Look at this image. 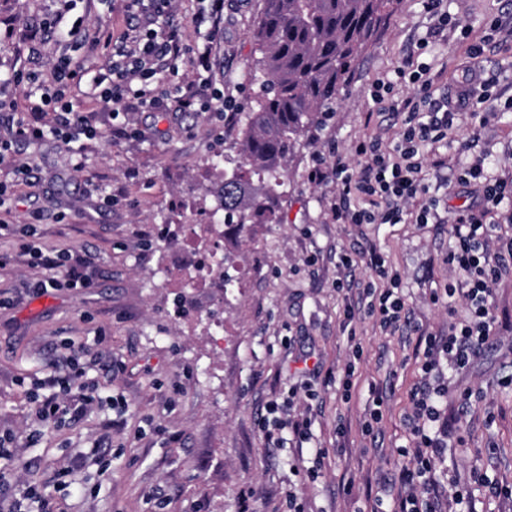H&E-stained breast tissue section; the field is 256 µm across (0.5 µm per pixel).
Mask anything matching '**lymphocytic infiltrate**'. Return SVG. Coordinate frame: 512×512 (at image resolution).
<instances>
[{
  "instance_id": "lymphocytic-infiltrate-1",
  "label": "lymphocytic infiltrate",
  "mask_w": 512,
  "mask_h": 512,
  "mask_svg": "<svg viewBox=\"0 0 512 512\" xmlns=\"http://www.w3.org/2000/svg\"><path fill=\"white\" fill-rule=\"evenodd\" d=\"M146 1L150 2L152 10L146 17L145 28L132 40L117 42L110 33H98L94 46L107 50L113 63L107 76L95 78L92 85L95 98L115 106L129 98L146 106L153 105L155 96L150 79L160 74L166 58L190 54L202 76L197 80L195 94L186 99V106H198L203 112L233 111V101L213 88L205 77L212 68V45L223 30L224 0H207L210 27L195 44L184 42L177 23H170L161 32L155 30V23L170 14L172 0H129V4L135 7ZM397 83L401 86L412 84L416 102H389L380 94L375 100L381 110L404 111L398 140L389 144L378 139L360 142L357 151L364 158L360 168L349 169L340 156L333 162V171L340 178L335 207L337 223L399 224L405 220L413 224L428 223L437 211V204L429 198L424 184L421 150L447 139L459 113L512 110V100L498 101L496 95L487 90L478 94L460 90L434 99L432 79L403 68L397 72ZM54 101L60 105L62 115L59 124L51 130H44L35 113L17 114L13 143L0 142V162L11 157L13 145L42 139L48 132L65 143L90 134L91 128L83 113L74 111L71 102L63 100L62 96H55ZM424 106L432 113L427 122L419 117ZM484 164V159H476L460 175L462 181L480 182L483 195L481 206L456 213L448 227V236L453 241L448 251V265L467 280L465 305L460 309L449 306L447 336L425 332L420 335L425 343L419 365L422 381L412 395L408 418L411 444L400 450L402 456L412 457L413 462L398 472L408 493L399 499L394 512H436L434 500L420 498L419 493L432 483V463L448 446L449 431L441 420L440 406L453 392L441 381L442 368L447 365L457 371L467 369L503 328L495 311L493 287L512 275V236L500 235L487 217L501 204L512 202V177H490ZM84 263V258L79 255L66 256L56 251L40 254L39 264L45 276L27 288V296H41L51 289L90 287V280L80 273ZM366 266L371 278L378 282L377 287H367L361 292L368 300L367 314L377 317L383 330L400 328L408 318L398 274L374 248L367 253ZM83 356V351H72L65 369L48 377V393L35 395L34 402L43 420H80L88 405L98 399L95 386L85 379ZM453 394L463 408L471 407L473 393L470 389H460Z\"/></svg>"
}]
</instances>
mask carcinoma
<instances>
[{
	"label": "carcinoma",
	"mask_w": 512,
	"mask_h": 512,
	"mask_svg": "<svg viewBox=\"0 0 512 512\" xmlns=\"http://www.w3.org/2000/svg\"><path fill=\"white\" fill-rule=\"evenodd\" d=\"M384 8V0H263L254 31L261 94L215 192V209L224 211L231 233L279 223L273 203L288 193V159L336 102Z\"/></svg>",
	"instance_id": "1"
}]
</instances>
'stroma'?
<instances>
[{
	"label": "stroma",
	"instance_id": "stroma-1",
	"mask_svg": "<svg viewBox=\"0 0 512 512\" xmlns=\"http://www.w3.org/2000/svg\"><path fill=\"white\" fill-rule=\"evenodd\" d=\"M126 0H0V140L11 135L10 116L27 112L55 90L61 62L89 76L105 72L102 52L87 39L101 28L121 34ZM262 0H233L224 33L213 47L210 79L235 96V111L219 117L184 107L175 98L151 108L134 102L119 111L93 100L87 80L67 99L89 113L97 134L63 144L47 138L16 155L31 176L14 185L0 220L29 226L27 242L41 249L86 252L95 260L92 287L49 291L0 308V432L29 442L0 463V512H11L19 487L40 498L28 512H371L391 509L401 493L394 475L405 466L410 391L420 378L419 331L448 332V302L431 303L434 290L462 287L447 262L448 226L457 209L479 200L475 185L458 175L483 155L491 175H512V112L487 117L461 113L457 131L426 153L423 171L439 202L437 224H340L334 216L335 179L315 180L331 152L358 165L357 144L368 136L396 139L401 123L374 109L379 81L395 79L404 64L435 73V97L454 90L474 70L475 91L490 87L512 98V0H443L442 8L470 30L430 37L423 0H388L383 20L346 75L322 125L311 130L288 162L291 187L279 203L278 224L249 225L228 236L224 249L247 272L245 288L225 303L177 295L171 281L192 257L174 251L177 225L213 209L211 189L221 179L224 154L260 93V57L252 38ZM505 25L482 56H467L485 23ZM79 28L75 38L63 31ZM426 53H418L421 39ZM376 247L402 281L410 322L382 331L371 318L346 324L356 295L336 292L341 254ZM0 292L38 279L41 269L17 241L0 240ZM224 320L223 336L208 335L210 317ZM363 355L350 391L339 379L353 342ZM84 347L89 376L101 397L83 419L43 422L28 389L69 346ZM111 362L104 370L102 362ZM512 373L506 344L490 341L469 368L444 369L451 388H471L481 401L446 416L463 436L437 457V494L451 501L468 494L472 512H512V498L490 482L512 485ZM314 392L311 435L267 446L260 427L271 401L290 388ZM383 402L373 433L363 431L374 399ZM344 436H337V422ZM106 448L99 463L83 461L93 442ZM322 451L318 476L308 469ZM486 473L489 483L474 478Z\"/></svg>",
	"mask_w": 512,
	"mask_h": 512
}]
</instances>
